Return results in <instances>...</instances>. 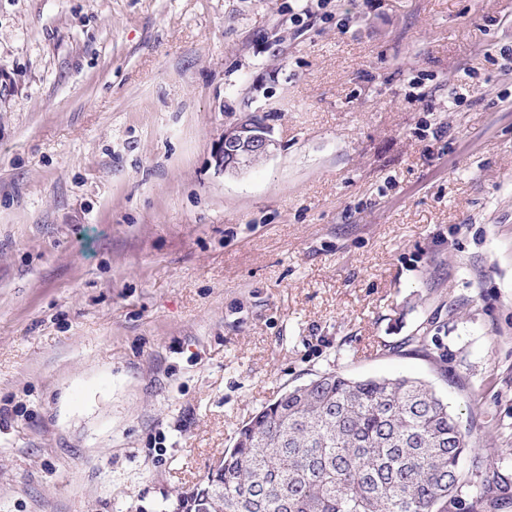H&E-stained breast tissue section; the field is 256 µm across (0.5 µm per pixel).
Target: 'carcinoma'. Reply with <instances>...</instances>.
I'll return each mask as SVG.
<instances>
[{"label":"carcinoma","instance_id":"carcinoma-1","mask_svg":"<svg viewBox=\"0 0 512 512\" xmlns=\"http://www.w3.org/2000/svg\"><path fill=\"white\" fill-rule=\"evenodd\" d=\"M468 436L421 380L325 371L246 422L175 512H199L202 495L222 512H501L512 470Z\"/></svg>","mask_w":512,"mask_h":512}]
</instances>
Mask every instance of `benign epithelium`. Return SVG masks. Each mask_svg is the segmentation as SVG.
Instances as JSON below:
<instances>
[{"label":"benign epithelium","mask_w":512,"mask_h":512,"mask_svg":"<svg viewBox=\"0 0 512 512\" xmlns=\"http://www.w3.org/2000/svg\"><path fill=\"white\" fill-rule=\"evenodd\" d=\"M277 149L268 114L246 111L237 122L224 128L211 158L218 172L235 175L252 166L254 160L272 156Z\"/></svg>","instance_id":"benign-epithelium-1"}]
</instances>
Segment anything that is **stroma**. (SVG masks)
<instances>
[{"label": "stroma", "instance_id": "35a3bbf8", "mask_svg": "<svg viewBox=\"0 0 512 512\" xmlns=\"http://www.w3.org/2000/svg\"><path fill=\"white\" fill-rule=\"evenodd\" d=\"M299 5L0 0V512H169L328 370L512 448V0ZM268 117L260 110L246 111L237 122L224 128L211 154L219 173L238 174L252 166L255 159H266L277 151L278 142L273 137Z\"/></svg>", "mask_w": 512, "mask_h": 512}]
</instances>
